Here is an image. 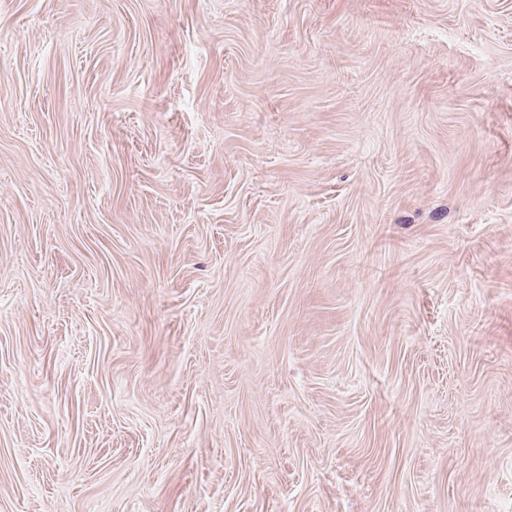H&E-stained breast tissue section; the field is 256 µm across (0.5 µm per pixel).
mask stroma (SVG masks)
Masks as SVG:
<instances>
[{"label":"stroma","mask_w":512,"mask_h":512,"mask_svg":"<svg viewBox=\"0 0 512 512\" xmlns=\"http://www.w3.org/2000/svg\"><path fill=\"white\" fill-rule=\"evenodd\" d=\"M0 512H512V0H0Z\"/></svg>","instance_id":"1"}]
</instances>
